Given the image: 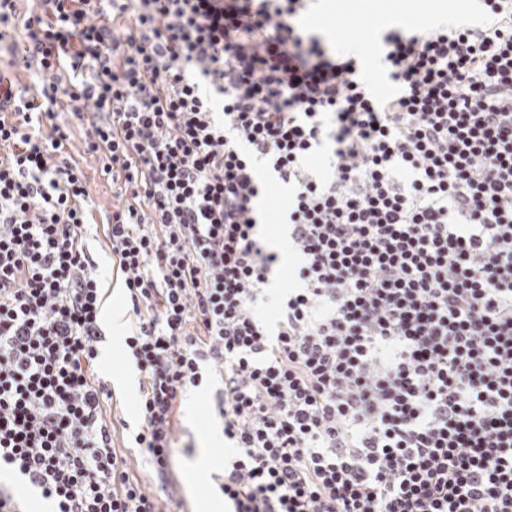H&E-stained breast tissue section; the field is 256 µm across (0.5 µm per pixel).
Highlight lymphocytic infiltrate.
I'll return each instance as SVG.
<instances>
[{"mask_svg": "<svg viewBox=\"0 0 512 512\" xmlns=\"http://www.w3.org/2000/svg\"><path fill=\"white\" fill-rule=\"evenodd\" d=\"M40 2L21 62L44 83L0 70V462L55 512H162L102 415L62 105L124 176L103 230L158 478L209 365L233 512H512V0H484L480 29L388 33L393 95L306 32L310 0ZM261 159L294 187L299 256L270 325Z\"/></svg>", "mask_w": 512, "mask_h": 512, "instance_id": "1", "label": "lymphocytic infiltrate"}]
</instances>
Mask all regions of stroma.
<instances>
[{
    "label": "stroma",
    "instance_id": "35a3bbf8",
    "mask_svg": "<svg viewBox=\"0 0 512 512\" xmlns=\"http://www.w3.org/2000/svg\"><path fill=\"white\" fill-rule=\"evenodd\" d=\"M340 15H326L312 33L327 34L339 31L342 38H355L361 48L359 66L368 67V79L376 91L394 94L398 87L386 75L378 62L377 51L382 44L384 29L374 28L368 14L362 9L363 0H335ZM81 167L87 177L89 197L92 201V224L85 227L88 250L95 262L97 275L105 293L102 329L105 337L98 343V351H111L110 365L95 363L97 380L110 391V398L102 402L103 415L112 426V440L116 448L122 449L127 464L147 491L165 487L170 500L169 512H199L203 500H220L215 479L223 473L222 468L204 467L205 459L213 457L231 460L234 448L224 439V423L215 411V394L219 387L216 378H208L199 387L187 388L178 403L175 425L176 447L165 481H158L154 471L142 463L136 449L131 446L132 434L139 425L137 405L141 391L126 388L123 378L131 367L124 338L136 325V318L128 303L123 277L112 261V250L103 233V224L108 211L120 205L110 179L103 177L95 159L85 157ZM292 194L288 185L276 179H267L263 195L265 212L261 215L263 237L269 245H277L279 233L287 232L288 202Z\"/></svg>",
    "mask_w": 512,
    "mask_h": 512
}]
</instances>
